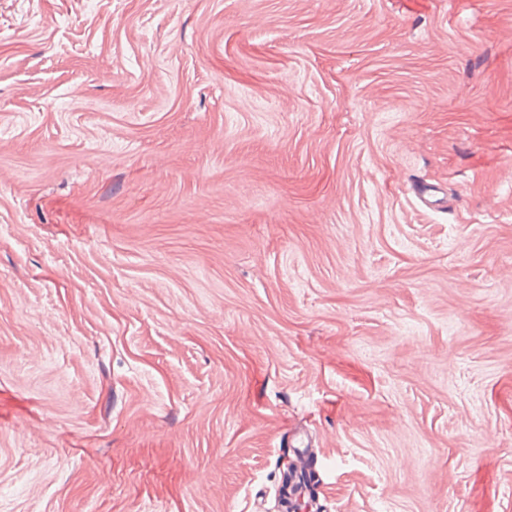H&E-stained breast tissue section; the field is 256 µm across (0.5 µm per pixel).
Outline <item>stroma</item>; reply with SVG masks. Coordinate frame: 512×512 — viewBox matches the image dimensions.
<instances>
[{
    "instance_id": "35a3bbf8",
    "label": "stroma",
    "mask_w": 512,
    "mask_h": 512,
    "mask_svg": "<svg viewBox=\"0 0 512 512\" xmlns=\"http://www.w3.org/2000/svg\"><path fill=\"white\" fill-rule=\"evenodd\" d=\"M512 512V0H0V512Z\"/></svg>"
}]
</instances>
